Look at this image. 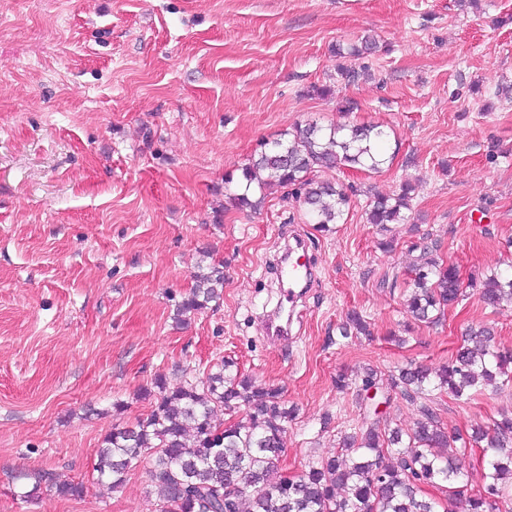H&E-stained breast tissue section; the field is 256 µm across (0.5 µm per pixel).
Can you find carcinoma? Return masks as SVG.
<instances>
[{
    "label": "carcinoma",
    "instance_id": "cac0c4a2",
    "mask_svg": "<svg viewBox=\"0 0 512 512\" xmlns=\"http://www.w3.org/2000/svg\"><path fill=\"white\" fill-rule=\"evenodd\" d=\"M386 132L379 125L316 123L297 125L263 145L241 168L230 201L240 209H259L267 188L296 190L307 223L329 230L345 222L352 188L315 171L351 167L378 171L387 162L382 151ZM412 187L400 193L376 194L365 215L368 223L388 230L405 220ZM412 291L407 312L417 322L432 323L463 295L457 267L424 247L411 263ZM191 292L177 307V321L221 300L224 270L198 266ZM479 282L480 296L495 305L512 302V273L494 272ZM344 338L364 334L367 325L354 312L339 328ZM234 362L221 360L205 378L168 389L161 378L151 410L127 426H114L98 450L99 478L121 487L141 459L153 456L150 481L158 512H512V412L492 424L477 426L469 439L444 427L431 405L433 393L468 401L495 388L499 379L512 381V352L495 344L488 325L467 331L456 354L437 369L423 365L398 370L394 386L407 402L418 404V417L407 429H382L376 422L342 437L336 454L321 457L293 479L278 476L286 423L292 411L275 389L255 387ZM247 407L236 423L221 427L217 408ZM480 446L481 474L477 489L461 461L467 444ZM427 487L443 496H426ZM234 494L231 506L224 492Z\"/></svg>",
    "mask_w": 512,
    "mask_h": 512
}]
</instances>
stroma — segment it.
<instances>
[{"label":"stroma","instance_id":"stroma-1","mask_svg":"<svg viewBox=\"0 0 512 512\" xmlns=\"http://www.w3.org/2000/svg\"><path fill=\"white\" fill-rule=\"evenodd\" d=\"M366 35L375 52L336 57ZM312 121L388 133L380 172H332L355 190L345 223H306L289 188L232 206L226 176ZM406 182L386 252L367 194ZM287 235L317 279L292 340L271 348L261 316L281 298ZM431 243L467 276L512 264V0H0V512H156L150 461L114 490L97 450L149 413L156 376L172 389L224 358L294 410L280 472L361 427L364 369L390 397L380 425L411 427L400 367L447 363L480 323L512 350V304L472 289L438 323L406 325L408 267ZM205 251L223 297L184 328L176 308ZM354 310L370 333L342 338ZM435 406L467 432L512 409V384ZM23 472L43 474L39 498H22ZM58 482L86 491L60 497Z\"/></svg>","mask_w":512,"mask_h":512}]
</instances>
